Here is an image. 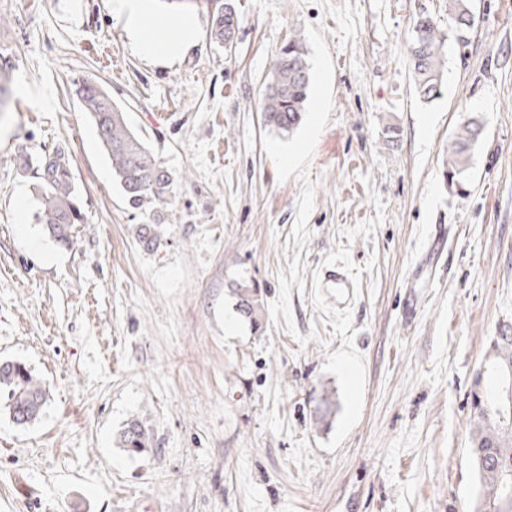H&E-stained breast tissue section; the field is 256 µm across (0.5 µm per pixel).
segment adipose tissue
<instances>
[{
  "instance_id": "1",
  "label": "adipose tissue",
  "mask_w": 512,
  "mask_h": 512,
  "mask_svg": "<svg viewBox=\"0 0 512 512\" xmlns=\"http://www.w3.org/2000/svg\"><path fill=\"white\" fill-rule=\"evenodd\" d=\"M145 7L144 0H116V10L124 16L128 33L138 51L147 59L171 63L194 45L196 22L185 17L168 29L165 39H157L154 32L142 28L139 19Z\"/></svg>"
}]
</instances>
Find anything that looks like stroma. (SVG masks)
Instances as JSON below:
<instances>
[{"mask_svg": "<svg viewBox=\"0 0 512 512\" xmlns=\"http://www.w3.org/2000/svg\"><path fill=\"white\" fill-rule=\"evenodd\" d=\"M231 2L228 50L205 8L147 0L143 27L197 21L166 66L113 0H0V359L50 396L32 427L0 415V512H473L472 383L512 322V0H471L461 43L447 0ZM421 15L449 35L429 103L409 54ZM295 39L310 93L283 137L259 103ZM86 79L170 173L169 202L128 205L73 94ZM469 113L482 145L460 192L447 145ZM58 145L84 215L69 248L16 163ZM332 265L354 280L342 303L321 285ZM239 284L260 291V328ZM134 418L155 450L132 458L115 438ZM233 293L237 296V310L239 314L254 326L259 325V299L257 288H246L243 285H237L233 289Z\"/></svg>", "mask_w": 512, "mask_h": 512, "instance_id": "1", "label": "stroma"}]
</instances>
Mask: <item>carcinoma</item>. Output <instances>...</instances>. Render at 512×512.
<instances>
[{"label": "carcinoma", "mask_w": 512, "mask_h": 512, "mask_svg": "<svg viewBox=\"0 0 512 512\" xmlns=\"http://www.w3.org/2000/svg\"><path fill=\"white\" fill-rule=\"evenodd\" d=\"M448 15L454 22L457 37L465 39L472 18L470 0H448ZM210 36L222 45L238 27L236 10L228 3L214 0L208 10ZM445 38L434 21L421 17L416 21L410 47V62L415 89L423 100L441 95L445 81ZM310 86L309 64L301 44L296 41L284 47L273 66L271 78L263 94L264 126L282 136L292 135L305 114ZM74 95L83 110L95 121L97 133L112 164L113 179L121 188L130 207L141 209L154 202H165L171 196L172 179L159 160L129 128L122 106L94 81L75 85ZM482 124L476 116H466L448 143V172L461 176L471 167L480 147ZM23 169L35 170L38 179L39 212L37 217L48 236L62 247L74 244L75 226L82 223L72 171L65 149L55 147L37 162L28 154L17 156ZM159 225L141 226L139 243L150 250L157 244ZM239 314L253 325H259L258 289L243 285L233 289ZM492 362L512 367V331L497 330L491 342ZM471 399L474 429L471 457L481 487L474 512H512V483L503 484V472L512 471V417L502 421L486 416L494 388H483ZM49 401L46 383L38 379L34 369L21 360L0 361V411L19 427L33 425ZM117 445L131 457L148 452L153 434L146 422L134 418L117 435Z\"/></svg>", "instance_id": "obj_1"}]
</instances>
